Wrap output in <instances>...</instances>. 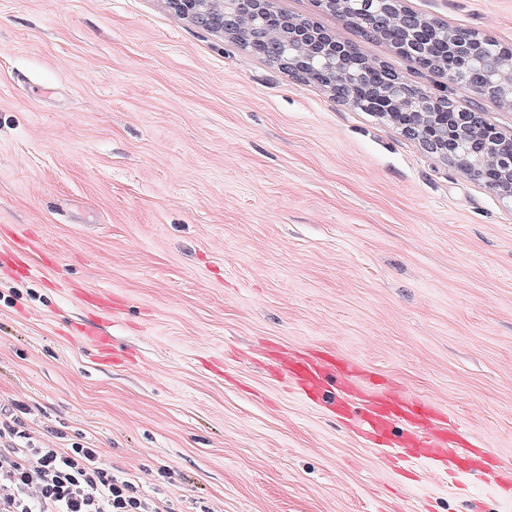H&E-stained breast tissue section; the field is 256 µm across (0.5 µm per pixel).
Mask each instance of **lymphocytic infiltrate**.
Here are the masks:
<instances>
[{"instance_id":"lymphocytic-infiltrate-1","label":"lymphocytic infiltrate","mask_w":512,"mask_h":512,"mask_svg":"<svg viewBox=\"0 0 512 512\" xmlns=\"http://www.w3.org/2000/svg\"><path fill=\"white\" fill-rule=\"evenodd\" d=\"M0 512H165L75 445L39 448L19 416H0Z\"/></svg>"}]
</instances>
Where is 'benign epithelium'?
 <instances>
[{
	"instance_id": "1",
	"label": "benign epithelium",
	"mask_w": 512,
	"mask_h": 512,
	"mask_svg": "<svg viewBox=\"0 0 512 512\" xmlns=\"http://www.w3.org/2000/svg\"><path fill=\"white\" fill-rule=\"evenodd\" d=\"M169 3L192 21L235 37L243 49L270 56L293 77H330L336 100L395 123L426 152L451 159L462 170L493 157L497 165L481 172V177L502 198L512 200V134L491 124L479 102L490 97L512 105V52L489 51L479 33L443 31L404 0H367L374 4L366 12L368 37L387 41L420 67L436 60L463 78L477 100L462 111L448 95L422 90L395 72L374 66L360 49L318 23L277 9L275 0Z\"/></svg>"
}]
</instances>
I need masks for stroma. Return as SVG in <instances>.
<instances>
[{"label": "stroma", "instance_id": "stroma-1", "mask_svg": "<svg viewBox=\"0 0 512 512\" xmlns=\"http://www.w3.org/2000/svg\"><path fill=\"white\" fill-rule=\"evenodd\" d=\"M512 47V0H405ZM413 84L387 43L277 0ZM0 409L172 512H512L481 478L388 470L272 353L353 361L512 465V202L167 0H0ZM116 294L120 359L66 284Z\"/></svg>", "mask_w": 512, "mask_h": 512}]
</instances>
